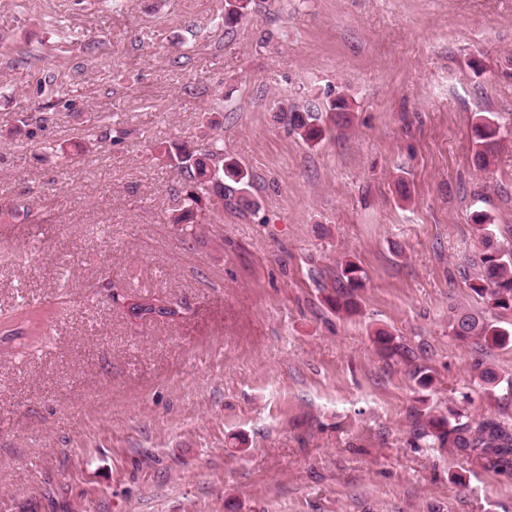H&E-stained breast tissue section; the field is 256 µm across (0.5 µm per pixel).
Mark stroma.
I'll list each match as a JSON object with an SVG mask.
<instances>
[{
  "label": "stroma",
  "instance_id": "1",
  "mask_svg": "<svg viewBox=\"0 0 512 512\" xmlns=\"http://www.w3.org/2000/svg\"><path fill=\"white\" fill-rule=\"evenodd\" d=\"M339 96L318 144L281 118ZM478 112L512 132V0H253L230 34L224 0H0V512H512V474L417 435L411 363L372 342L429 367L434 414L512 421V349L448 330L485 306L473 210L512 249V140L479 169ZM216 137L256 205L212 198L190 236L150 147ZM329 119L334 127L338 129H347L352 123V108L349 101L345 97H337L328 103L327 109ZM338 266L340 271L336 277V285L325 299L336 313L350 317L359 313L357 292L364 288L363 277L357 263L348 256H344ZM374 335V342L387 358L398 357L404 361L410 360V350L403 344L397 342L396 337L382 330L376 331Z\"/></svg>",
  "mask_w": 512,
  "mask_h": 512
}]
</instances>
